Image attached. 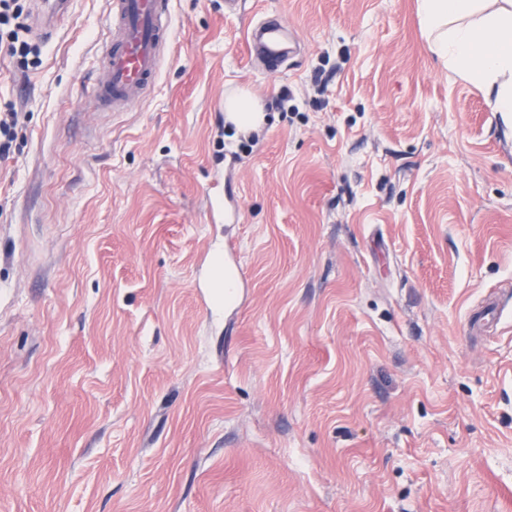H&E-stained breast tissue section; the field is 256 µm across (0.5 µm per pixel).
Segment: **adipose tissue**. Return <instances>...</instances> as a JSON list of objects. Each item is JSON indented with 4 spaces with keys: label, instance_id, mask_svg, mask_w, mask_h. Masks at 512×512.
I'll return each instance as SVG.
<instances>
[{
    "label": "adipose tissue",
    "instance_id": "obj_1",
    "mask_svg": "<svg viewBox=\"0 0 512 512\" xmlns=\"http://www.w3.org/2000/svg\"><path fill=\"white\" fill-rule=\"evenodd\" d=\"M429 49L490 98L512 122V0H420Z\"/></svg>",
    "mask_w": 512,
    "mask_h": 512
}]
</instances>
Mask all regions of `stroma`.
<instances>
[{
  "instance_id": "stroma-1",
  "label": "stroma",
  "mask_w": 512,
  "mask_h": 512,
  "mask_svg": "<svg viewBox=\"0 0 512 512\" xmlns=\"http://www.w3.org/2000/svg\"><path fill=\"white\" fill-rule=\"evenodd\" d=\"M169 8L123 112L91 101L107 0L45 37L26 0L40 63L0 55V512H512V313L470 328L512 289V128L418 0ZM267 15L275 72L246 60ZM286 36V28L281 20L274 19L262 22L252 34L253 40L249 38L247 41L249 59L252 60L256 48L270 60L280 59L285 55L286 49H280L278 43L282 38H286ZM231 101H236L234 104L230 105ZM224 119H227V114L229 117L236 121L240 118L241 113L238 112H254V113H262L263 107L256 99H254L248 92L241 91L234 97L228 98L224 103ZM16 115L14 112H6L5 118L0 116V159L8 158L16 139Z\"/></svg>"
}]
</instances>
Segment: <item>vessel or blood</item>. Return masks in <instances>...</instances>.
<instances>
[{
  "instance_id": "1",
  "label": "vessel or blood",
  "mask_w": 512,
  "mask_h": 512,
  "mask_svg": "<svg viewBox=\"0 0 512 512\" xmlns=\"http://www.w3.org/2000/svg\"><path fill=\"white\" fill-rule=\"evenodd\" d=\"M42 34H49L69 0H42ZM168 0H108V29L101 55L104 77L92 90L96 108L119 111L137 101L154 86L161 53L173 32L166 15ZM286 36L281 21L262 22L247 42L248 52H260L271 60L283 57L278 46Z\"/></svg>"
}]
</instances>
